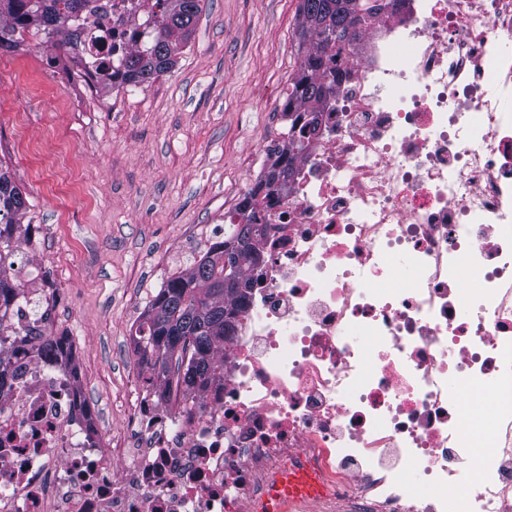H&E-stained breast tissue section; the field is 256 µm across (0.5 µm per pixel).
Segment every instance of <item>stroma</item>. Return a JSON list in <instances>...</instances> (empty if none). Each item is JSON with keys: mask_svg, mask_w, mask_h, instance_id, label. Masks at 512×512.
<instances>
[{"mask_svg": "<svg viewBox=\"0 0 512 512\" xmlns=\"http://www.w3.org/2000/svg\"><path fill=\"white\" fill-rule=\"evenodd\" d=\"M300 0H202L158 78L120 90L49 77L52 45L0 51V164L26 191L19 245L55 299L77 385L102 438L127 432L140 363L131 324L224 223L269 141L297 72Z\"/></svg>", "mask_w": 512, "mask_h": 512, "instance_id": "stroma-1", "label": "stroma"}]
</instances>
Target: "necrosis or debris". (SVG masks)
Here are the masks:
<instances>
[{"instance_id": "obj_1", "label": "necrosis or debris", "mask_w": 512, "mask_h": 512, "mask_svg": "<svg viewBox=\"0 0 512 512\" xmlns=\"http://www.w3.org/2000/svg\"><path fill=\"white\" fill-rule=\"evenodd\" d=\"M83 4L49 64L101 85L148 6ZM329 58L286 190L224 214L264 231L220 376L142 372L107 447L70 367L0 338V512H250L301 463L328 492L294 512H512V0H384Z\"/></svg>"}]
</instances>
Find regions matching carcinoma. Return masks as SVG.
Instances as JSON below:
<instances>
[{
    "label": "carcinoma",
    "mask_w": 512,
    "mask_h": 512,
    "mask_svg": "<svg viewBox=\"0 0 512 512\" xmlns=\"http://www.w3.org/2000/svg\"><path fill=\"white\" fill-rule=\"evenodd\" d=\"M201 0H154V29L141 47L130 49L120 65L110 67L100 61V69L112 72V89L136 86L159 77L174 65V57L190 38L200 14ZM81 0H0V26L9 32L0 35V48H14L19 39L17 30L36 29L46 35L62 31L65 22L79 15ZM379 9L372 0H300L299 24L296 29L299 68L288 88V106L313 105L322 101L324 86L319 80L327 66V56L318 45L338 47L353 38L352 30ZM318 113L305 114L301 132L291 125L269 156L268 172L238 210L256 207L262 192L273 194L290 176L293 161L305 150V137L314 132ZM28 209V202L15 184L10 171L0 165V337L12 336L8 309L23 289L22 270L28 261L17 260L15 234L19 228L17 215ZM261 224H232L224 232V241L210 246L205 255L183 274L169 277L150 301L134 338V351L159 382V388L170 387L172 359L177 345L192 349L194 359L178 382L192 390L218 375L215 362L217 350L224 345V336L233 329L248 283L243 268L260 259L258 239ZM229 255L235 266L236 284L224 286V267L219 258ZM25 338L34 340L51 356L70 360L65 337L56 336L41 326L29 327Z\"/></svg>",
    "instance_id": "obj_1"
}]
</instances>
